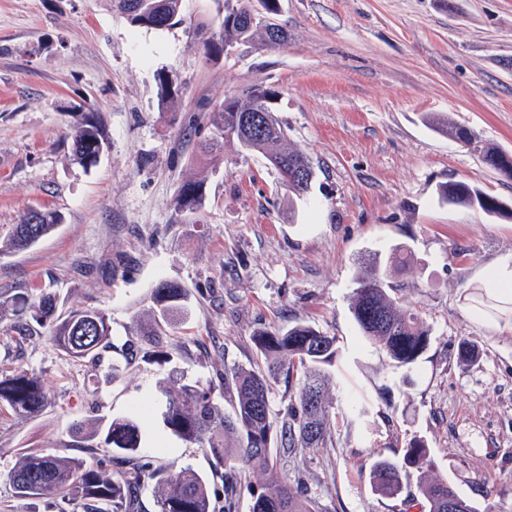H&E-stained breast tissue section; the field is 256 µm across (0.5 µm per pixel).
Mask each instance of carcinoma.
Returning <instances> with one entry per match:
<instances>
[{
  "label": "carcinoma",
  "mask_w": 512,
  "mask_h": 512,
  "mask_svg": "<svg viewBox=\"0 0 512 512\" xmlns=\"http://www.w3.org/2000/svg\"><path fill=\"white\" fill-rule=\"evenodd\" d=\"M127 0H112V7L126 16L135 27L150 29L156 16L180 22L182 0H137L138 12L126 7ZM258 24L243 25L224 16L210 39L225 45H238L252 38ZM245 101L226 98L209 112V137L201 144L205 153L218 152L224 139L235 138L246 149L313 169L310 159L287 147V134L276 121L268 103L274 91L253 85L243 93ZM242 106L260 111L266 117L268 132L239 137ZM446 134L477 152L483 162L501 172V151L481 140L478 134L446 116L433 119ZM108 143L98 114L77 122L72 136V160L80 166L96 164L98 146ZM202 183L185 181L177 196L181 212H195L202 207ZM441 199L451 205L477 207L488 215H498L497 199L476 186L450 181L440 190ZM44 220L33 225L39 237L50 234L59 224V216L43 211ZM27 216L8 238L3 249L23 246ZM186 288L174 282H162L153 292L150 321L142 336L151 354H164L165 328L186 310ZM10 308L18 321L14 331L32 335V324L47 327L54 344L68 357L78 360L99 359L110 348L109 316L94 307L78 308L65 315L56 314L55 297L47 294L32 301L15 295L0 310ZM351 311L361 335L382 349L397 367L414 365L430 341V328L416 311L399 306L393 287L378 260L371 261L355 282ZM260 363L254 367H236L224 371L219 386L231 393V409L225 410L214 399L216 386H201L183 378L159 386L165 397L163 424L180 440L205 451L212 469L222 474V488L212 489L208 479L187 464L177 471L155 464L141 451L142 428L131 416H99L71 426L65 448H101L107 457L96 463L60 450L25 452L7 473V479L21 498H52L72 504L80 512H142L141 489L147 483L158 488L155 512H213L212 498L224 499L223 512H235L236 495L246 487L251 496L250 512H329L320 498L299 477L293 481L281 473V455H295L307 450L332 447L330 414L333 399L328 397L334 379L330 367L339 358L336 337L314 325L297 322L281 330L260 328L252 336ZM478 346L465 339L458 346L464 365L474 362ZM288 383L284 406L271 407V384L279 376ZM47 397L40 376L19 365L10 372H0V407L20 416H34L43 411ZM430 469L431 460L425 444L412 439L406 445L403 460L381 455L370 469L372 491L395 498L405 488L407 468ZM263 476L254 483L251 475ZM424 512H479L478 505L464 498L444 478H426L417 486Z\"/></svg>",
  "instance_id": "cac0c4a2"
}]
</instances>
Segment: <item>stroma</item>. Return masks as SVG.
I'll return each instance as SVG.
<instances>
[{
  "mask_svg": "<svg viewBox=\"0 0 512 512\" xmlns=\"http://www.w3.org/2000/svg\"><path fill=\"white\" fill-rule=\"evenodd\" d=\"M227 6L183 0L181 24L155 30L132 27L112 0H0V237L31 209L61 217L0 256V295L49 292L60 310L94 306L112 323L94 363L67 358L48 329L21 338L12 315L0 317V369L36 372L48 397L35 417L0 410V512H51L4 474L97 415L138 418L159 464L208 472L204 450L164 427L160 381H217L252 365L255 330L298 321L336 337L344 363L331 447L285 463V475L304 476L330 512H406L373 493L370 457L400 458L415 438L461 495L512 512V311L473 309L488 274L512 269V217L439 196L464 181L512 206V181L431 124L448 116L512 154V0H278L269 21L283 43L259 32L206 55L198 31ZM254 84L275 91L289 147L312 162L304 196L236 140L198 153L208 112ZM80 111L100 113L109 138L87 170L70 156ZM188 179L205 194L193 213L175 207ZM396 246L412 260L388 280L431 329L407 371L363 339L351 312L365 263ZM163 281L186 288L187 315L169 328L165 359L128 362ZM465 339L480 348L470 365L457 356ZM361 393L372 404L353 428L349 401Z\"/></svg>",
  "mask_w": 512,
  "mask_h": 512,
  "instance_id": "stroma-1",
  "label": "stroma"
}]
</instances>
